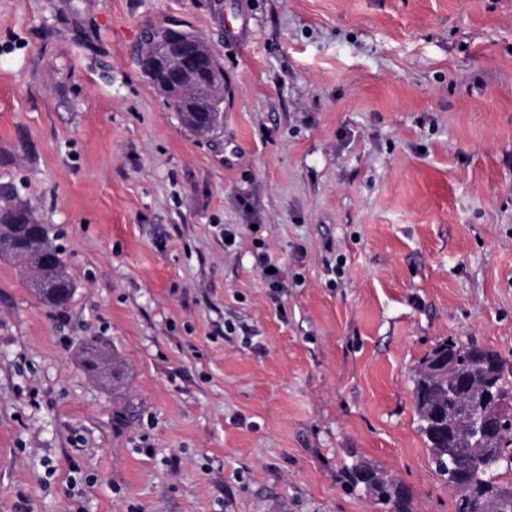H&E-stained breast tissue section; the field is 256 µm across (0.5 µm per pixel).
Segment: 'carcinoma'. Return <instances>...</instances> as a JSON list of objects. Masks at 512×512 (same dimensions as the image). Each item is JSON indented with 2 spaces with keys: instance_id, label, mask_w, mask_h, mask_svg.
<instances>
[{
  "instance_id": "1",
  "label": "carcinoma",
  "mask_w": 512,
  "mask_h": 512,
  "mask_svg": "<svg viewBox=\"0 0 512 512\" xmlns=\"http://www.w3.org/2000/svg\"><path fill=\"white\" fill-rule=\"evenodd\" d=\"M189 48L203 60L199 70L176 75L182 50ZM139 66L149 82L170 101L182 124L191 132L205 136L218 130L224 119V68L198 35L185 43L167 28L155 30L144 40ZM0 255L22 262V275L43 302L62 307L72 298L75 288L65 271L63 252L58 250L52 228L38 223L25 206L0 207ZM84 367L96 380L112 377V356L94 339L81 347ZM460 358L489 366L492 384L501 401L512 409V373H505L507 360L499 353L475 342L453 338L437 341L419 362L413 377V399L418 428L424 436L439 474L446 478L453 496L455 512H489L496 501L512 498V490L488 483L481 467L485 448L473 443L464 421L457 419L448 431V386L456 387L460 400L475 401L482 395L485 377L460 369L452 360ZM494 447L512 457V418L504 421L494 440ZM460 456L473 465L467 482L447 478L448 456ZM351 489L360 486L385 506V512H411L410 497L395 482L377 469L351 467L345 472Z\"/></svg>"
}]
</instances>
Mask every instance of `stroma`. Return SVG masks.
Returning a JSON list of instances; mask_svg holds the SVG:
<instances>
[{"instance_id": "stroma-1", "label": "stroma", "mask_w": 512, "mask_h": 512, "mask_svg": "<svg viewBox=\"0 0 512 512\" xmlns=\"http://www.w3.org/2000/svg\"><path fill=\"white\" fill-rule=\"evenodd\" d=\"M150 27L219 57L221 129L142 73ZM5 204L75 293L0 258V512H384L356 463L454 512L412 376L448 337L512 360V0H0ZM58 248L52 228L39 224L30 209L10 204L0 207V255L19 259L26 282L40 300L53 307L65 306L75 291ZM84 367L96 380L112 377V356L104 351L94 339L87 340L81 347Z\"/></svg>"}]
</instances>
